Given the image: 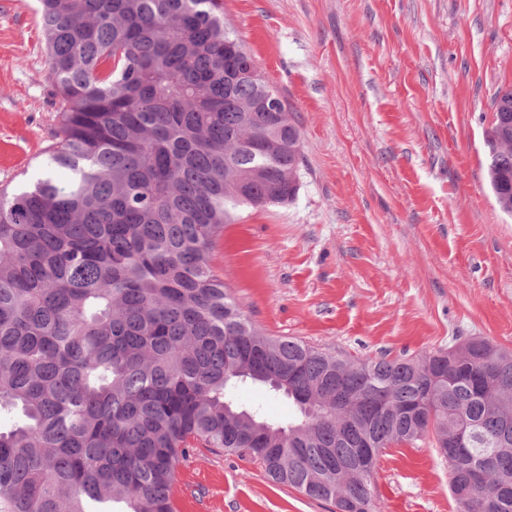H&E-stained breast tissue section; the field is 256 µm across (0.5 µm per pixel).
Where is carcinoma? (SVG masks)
<instances>
[{"label":"carcinoma","instance_id":"1","mask_svg":"<svg viewBox=\"0 0 512 512\" xmlns=\"http://www.w3.org/2000/svg\"><path fill=\"white\" fill-rule=\"evenodd\" d=\"M58 127L49 171L0 190V512H176L195 448L257 464L336 512H380L358 442L434 434L456 512H512V351L472 338L436 359L363 360L265 335L214 271L241 207L299 190L290 112L222 0H39ZM488 178L512 215V89ZM71 173L68 182L55 172ZM291 401L271 422L237 395Z\"/></svg>","mask_w":512,"mask_h":512}]
</instances>
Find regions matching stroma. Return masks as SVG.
<instances>
[{"label":"stroma","mask_w":512,"mask_h":512,"mask_svg":"<svg viewBox=\"0 0 512 512\" xmlns=\"http://www.w3.org/2000/svg\"><path fill=\"white\" fill-rule=\"evenodd\" d=\"M36 0H0V189L44 173L58 124ZM303 140L300 188L241 208L215 272L266 335L361 358L473 337L512 350V217L487 178L512 88V0H224ZM383 512H454L431 440L381 456ZM179 512H334L227 452L176 472Z\"/></svg>","instance_id":"obj_1"}]
</instances>
